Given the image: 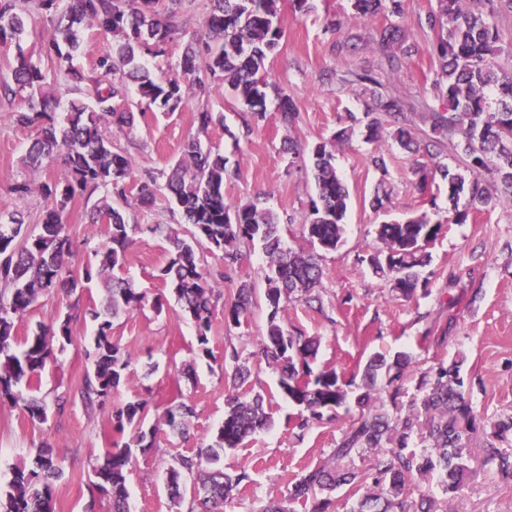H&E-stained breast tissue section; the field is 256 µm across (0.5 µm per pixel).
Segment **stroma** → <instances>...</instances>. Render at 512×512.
<instances>
[{
    "label": "stroma",
    "mask_w": 512,
    "mask_h": 512,
    "mask_svg": "<svg viewBox=\"0 0 512 512\" xmlns=\"http://www.w3.org/2000/svg\"><path fill=\"white\" fill-rule=\"evenodd\" d=\"M401 24L409 41L418 43L417 54L406 58L394 73L381 69L372 36L388 23L384 15L358 17L351 0H314L306 15L295 13L289 0H281L280 22L284 37L267 61L271 82L267 90L263 119H254L246 107L221 84H213L208 106L222 113L223 122L199 132L194 113L199 99H190L179 110L149 114L129 135L116 138L117 148L132 158L137 170H168L181 156L187 138L197 135L227 158L228 176L224 197L238 204L260 200L281 217H294L283 229L288 247L303 245L300 219L307 216L315 187L304 162L283 149L286 138L312 146L349 126L357 117L355 131L336 151V168L350 192L347 230L342 244L323 253L321 265L322 311L293 302L284 311L283 324L321 339L317 363L342 371L345 379L360 376L372 353L386 350L408 353L413 364L407 373L404 393L398 403L399 415H407L410 404L419 398L421 373L456 354H464L463 375L471 381V397L481 420L492 423L512 415V206L478 212L460 196L458 210L467 212L463 224H447L429 248L430 263L425 269L430 282L409 299L396 297L387 283L357 262L375 243L378 225L404 216L448 210V187L441 180L418 189L414 173L417 154L400 148L391 139H366V126L381 112L370 91L361 85H342L337 71L351 68L379 72L407 110L417 137L429 134L421 120L425 92L435 77L437 64L428 46L434 34L426 24L427 14L437 0H402ZM339 21L333 30L331 21ZM351 39L355 51L337 56L336 41ZM294 98L300 112L294 128L281 125L277 110L280 94ZM7 100H0V212H21L27 224H37L51 207L40 192L16 196L12 188L20 181L34 184L59 181L66 172L55 164L40 170L23 165L22 159L35 137V130L16 127ZM383 157L385 170H377L372 157ZM387 194L383 209L372 206L376 194ZM97 196L79 197L65 216L74 242L73 266L86 265L93 251L106 237V227L92 223ZM133 224V245L123 274L135 288L155 297L164 287L157 274L167 259L162 237L148 230L152 224H175L179 212L167 200L144 212L129 205ZM267 263L260 247L244 250L243 258L225 282V296H233L240 285L253 287L257 301L241 326L226 328L223 314H216L209 334L213 359L197 355L192 323L182 314L175 299H168L162 312L152 306L122 314L113 320L112 337L133 356L131 380L119 389L114 401L121 404L138 394L151 392L164 404L177 395L190 397L195 404L187 437L173 435L161 427L155 448L138 455L127 475L130 512H177L166 484L165 473L183 454L211 443L224 420L227 393L224 376V349L234 345L248 358L252 376L248 388L264 394L273 415L269 429L260 431L235 450L226 452L224 466L247 469L249 485L227 505L226 512H261L270 493L284 489L301 468L326 461L347 429L346 418L326 420L304 433L292 428L294 409L282 397L278 374L258 355L267 330L268 310L263 299ZM106 292L103 286L77 291L72 296L41 298L18 325V337L27 336L37 323L50 322L61 312H71L75 320V340L43 372L38 394L46 400L78 387L87 363L82 348L94 333L89 309L99 307ZM456 324L445 341L433 335L435 325L448 318ZM119 435L112 427L110 411L87 413L81 402H73L64 415L49 414L43 424H32L21 407L0 405V483H5L12 467L29 463L37 448L49 445L64 467L56 482V512H111L108 497L95 492L93 468L103 460V452ZM485 446L483 436L472 443L471 472L460 484L450 504L451 512H512V479L498 475L480 464Z\"/></svg>",
    "instance_id": "stroma-1"
}]
</instances>
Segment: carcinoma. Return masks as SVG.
Masks as SVG:
<instances>
[{
  "mask_svg": "<svg viewBox=\"0 0 512 512\" xmlns=\"http://www.w3.org/2000/svg\"><path fill=\"white\" fill-rule=\"evenodd\" d=\"M181 2L7 0L0 5V44L15 45L13 85L5 89L14 95L28 93L13 110L12 121L37 132L24 163L35 170L60 164L71 175L63 183L44 182L36 188L53 202L38 232L24 228L22 213L0 212V404L22 405L37 424L47 420L50 409L58 415L66 412L69 394L56 396L50 407L34 395V383L55 359L53 345L62 350L74 342L72 314L49 324L38 323L20 346L15 329L40 297L59 293L69 297L82 282L94 279L105 283L106 298L102 309L90 310L96 333L84 350L90 371L77 395L93 414L129 383L132 357L112 340V319L142 309L146 294L115 274L125 265L135 229L120 205L128 204V194L134 191L138 206L150 209L168 193L190 230L184 233L172 224H152L149 230L168 245V260L159 279L194 324L198 351L213 356L208 333L214 310L224 298L219 280L230 278L242 259L241 247L257 244L267 258L264 297L269 310L259 354L278 372L281 393L297 408L293 428L303 431L335 419L338 409L351 399L358 408L333 449L331 461L301 469L288 482L286 492L270 497L262 512H293L289 505L308 502L312 512H337L332 496L338 489L345 492L344 504H352L349 512H439L431 498L411 501L409 485L435 477L442 493L450 497L470 474L467 462L477 419L461 376L465 358L457 355L422 373V395L399 429L392 425L385 406L389 402L398 407L402 381L411 364L408 354L400 352L390 361L382 352L373 353L356 385L344 381L334 366L313 370L320 337L291 332L281 324L280 313L290 301L309 307L315 302L316 310L322 311L320 252L334 251L343 242L349 200L336 169V148L352 135L357 117L348 115L351 125L310 150L316 198L302 224L310 244L307 250L283 246L281 219L273 210L253 201L235 205L224 200L228 174L224 156L199 139L187 140L182 157L169 167L163 183L151 172L136 173L133 160L115 150L113 138L131 133L145 112H174L192 95L209 91L216 80L255 118L265 116L266 61L284 36L279 24L280 0H210L205 36L190 37L183 50V73L192 76L187 85L178 77H157L144 64V55H163L168 43L181 35ZM34 5L49 13L36 59L23 46L26 15ZM352 6L363 17L402 15L401 0H353ZM505 11L512 13V0H438L437 9L425 20L435 34L429 51L439 67L427 90L436 103L427 112V120L436 136L462 137L466 174L452 173L441 162L433 163V171L447 182L449 201L466 193L470 207L478 211L512 204V40L503 39L498 25ZM89 26L112 36L113 43L112 50L99 56L94 71L85 74L74 59ZM373 44L392 71L418 52L416 45L407 43L399 24L376 31ZM50 78L63 80L71 94L59 121L60 98L44 92ZM337 80L371 88L372 94L384 99L381 107L392 127L389 137L402 148L417 144L400 100L385 90L377 74L347 69ZM132 85L138 101L126 104ZM278 111L283 126L291 128L298 121L295 102L286 93L279 97ZM101 188L104 196L95 207L92 223L107 225L106 240L95 250V262L75 271L69 267L74 251L65 212L75 197L91 196ZM36 189L25 181L15 184L13 192L24 196ZM467 217L456 211L444 221L423 214L382 224L377 230L379 245L359 262L391 281L398 296L407 299L429 283V278H421V268L429 263L427 248L445 224H461ZM205 247L221 253L224 271L214 274L205 268L201 255ZM252 304L253 289L240 286L234 299L224 302V324L241 325ZM224 359L235 363L224 422L212 443L178 457L177 465L168 471L170 496L176 505L182 503L185 481L192 482L193 502L188 512H194L196 505L202 512H224L251 477L245 468L226 472L221 455L273 423L262 393L244 396L239 392L250 376L247 361L241 360L233 346L224 349ZM154 406L149 395L111 411L113 429L129 432V441L105 449L103 463L93 469V486L112 499V512H129L127 473L132 449L144 453L154 449L157 427H145ZM194 414L193 402L182 397L164 408L160 420L183 437ZM415 428L426 443L420 453L408 449ZM510 435L512 417L498 420L484 448V465L506 478L512 477V456L501 453L494 441ZM366 452L371 453L369 467L356 468L354 457ZM62 476V462L53 448H38L29 464L12 468L6 488H0V512H55L54 485Z\"/></svg>",
  "mask_w": 512,
  "mask_h": 512,
  "instance_id": "1",
  "label": "carcinoma"
}]
</instances>
